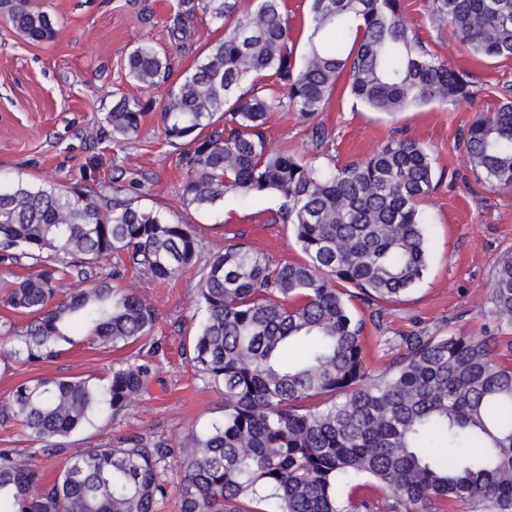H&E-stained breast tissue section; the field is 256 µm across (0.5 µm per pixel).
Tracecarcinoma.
Wrapping results in <instances>:
<instances>
[{"instance_id":"1","label":"carcinoma","mask_w":512,"mask_h":512,"mask_svg":"<svg viewBox=\"0 0 512 512\" xmlns=\"http://www.w3.org/2000/svg\"><path fill=\"white\" fill-rule=\"evenodd\" d=\"M454 40L488 59L512 57V0H431ZM203 14L224 38L173 78L170 57L144 42L128 55L142 88L168 86L158 120L181 148L180 200L212 210L227 196L275 193L274 220L291 226L304 258L274 265L234 236L201 268L199 328L191 360L224 395V415L188 435L178 453L165 440L67 447L107 410L116 418L145 392L152 368L129 360L102 383L74 376L18 384L0 414L40 444L0 448V512H158L178 471V512H225L232 503L272 512H373L342 500L339 484L365 477L398 512L448 502L461 512H512V366L486 336H405L393 370L366 371V322L350 308L408 294L427 269L421 204L435 190L430 154L393 139L341 166L273 151L268 115L284 105L305 121L331 102L342 74L357 101L396 113L472 94L470 74L435 57L404 26L399 0H311L303 44L290 40L283 0H176L170 38L184 46ZM12 29L55 39L51 17L13 0ZM146 104L120 97L104 121L112 137L138 133ZM470 168L512 192V100L477 115L460 134ZM189 225L132 199L103 206L71 187L0 182V265L35 272L4 303L34 315L18 334L0 323L9 357L57 358L81 332L104 346L150 341L156 310L112 280L134 269L169 283L196 266ZM116 258L107 276L95 264ZM87 287L55 300L58 283ZM489 313L512 328V253L494 265ZM65 455L53 479L34 464Z\"/></svg>"}]
</instances>
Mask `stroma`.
I'll use <instances>...</instances> for the list:
<instances>
[{"instance_id":"stroma-1","label":"stroma","mask_w":512,"mask_h":512,"mask_svg":"<svg viewBox=\"0 0 512 512\" xmlns=\"http://www.w3.org/2000/svg\"><path fill=\"white\" fill-rule=\"evenodd\" d=\"M172 2L29 0L30 8L49 13L57 28L55 40L43 44L15 34L6 9L0 8V175L77 186L105 205L115 186L135 181L142 205L176 213L190 225L201 259L240 235L272 264L299 262L303 254L290 226L272 220L279 206L276 196L229 198L215 212L179 200L184 179L179 150L166 143L158 125L166 90L137 85L128 75L127 56L148 42L182 70L207 54L224 32L201 16L185 47L175 48L167 33ZM400 12L433 54L470 73L472 97L390 116L340 92L319 117L328 133L320 147L297 113L278 108L269 119L271 148L294 156L321 153L341 165L402 137L422 144L433 159L437 185L422 204L428 247L424 279L410 294L375 308L357 299L350 302L353 312L370 322L364 356L374 375L392 367L403 352L404 336L494 333L499 343L507 341L497 333L487 300L496 260L512 251V193L476 176L459 134L477 113L493 111L512 96V59H483L460 48L447 24L432 16L427 0H400ZM122 94L148 102L149 111L136 135L116 141L103 117ZM198 280L194 269L167 284L136 271L126 274L122 287L136 291L158 313L152 336L159 349L150 359L154 373L146 392L121 416L95 418L70 437V447L112 446L130 436L177 444L223 415V396L199 380L191 361V338L201 318ZM136 352L133 345L113 349L80 338L47 363L22 364L0 355V403L30 379L105 377Z\"/></svg>"}]
</instances>
